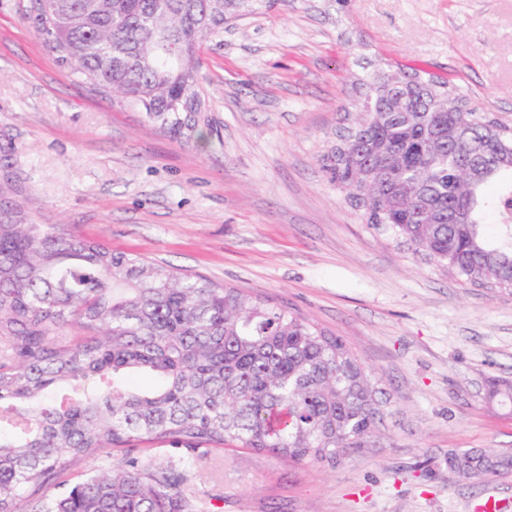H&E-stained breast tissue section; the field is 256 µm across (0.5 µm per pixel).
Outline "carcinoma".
<instances>
[{"label":"carcinoma","instance_id":"obj_1","mask_svg":"<svg viewBox=\"0 0 512 512\" xmlns=\"http://www.w3.org/2000/svg\"><path fill=\"white\" fill-rule=\"evenodd\" d=\"M287 2L29 0L26 18L61 65L189 141L211 128L203 40ZM352 108L325 168L362 222L512 295V127L423 68H377ZM15 193L0 183V512H203L207 451L334 467L378 432L375 382L341 337L200 273L32 224ZM483 400L512 413V381L487 379ZM138 444L174 455L143 458ZM103 454L119 460L73 480L70 467ZM447 461L469 482L512 474V448Z\"/></svg>","mask_w":512,"mask_h":512}]
</instances>
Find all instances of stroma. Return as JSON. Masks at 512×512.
I'll use <instances>...</instances> for the list:
<instances>
[{"label":"stroma","instance_id":"35a3bbf8","mask_svg":"<svg viewBox=\"0 0 512 512\" xmlns=\"http://www.w3.org/2000/svg\"><path fill=\"white\" fill-rule=\"evenodd\" d=\"M0 0V176L32 222L68 224L265 296L354 350L382 424L330 466L245 449L200 468L209 512H512V476L448 472L452 448H512V414L482 402L512 380V296L468 288L363 224L326 171L355 78L420 65L512 124V0H290L203 43L213 128L176 140L77 80Z\"/></svg>","mask_w":512,"mask_h":512}]
</instances>
